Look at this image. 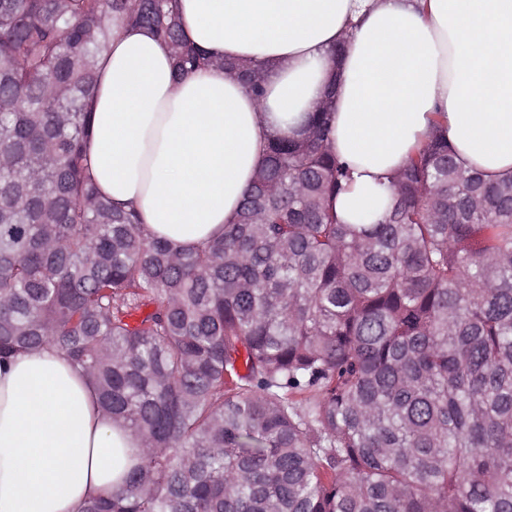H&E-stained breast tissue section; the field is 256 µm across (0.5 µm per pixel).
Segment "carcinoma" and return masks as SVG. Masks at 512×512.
<instances>
[{
	"mask_svg": "<svg viewBox=\"0 0 512 512\" xmlns=\"http://www.w3.org/2000/svg\"><path fill=\"white\" fill-rule=\"evenodd\" d=\"M260 98L177 0H0V359L53 346L138 464L82 512H512V172L435 126L383 214L344 224L332 105L266 146L233 223L149 238L85 151L114 27Z\"/></svg>",
	"mask_w": 512,
	"mask_h": 512,
	"instance_id": "1",
	"label": "carcinoma"
}]
</instances>
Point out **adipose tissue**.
Instances as JSON below:
<instances>
[{"label":"adipose tissue","instance_id":"adipose-tissue-1","mask_svg":"<svg viewBox=\"0 0 512 512\" xmlns=\"http://www.w3.org/2000/svg\"><path fill=\"white\" fill-rule=\"evenodd\" d=\"M178 10L194 45L269 77L260 100L217 68L178 80L170 48L148 31L113 36L88 157L101 193L139 210L149 236L192 248L221 233L267 141L297 135L331 85V147L353 171L334 204L346 223L382 211L383 181L437 122L465 166L512 172V0H179ZM137 445L57 349L0 364V512H80L119 488L132 464L123 451Z\"/></svg>","mask_w":512,"mask_h":512}]
</instances>
